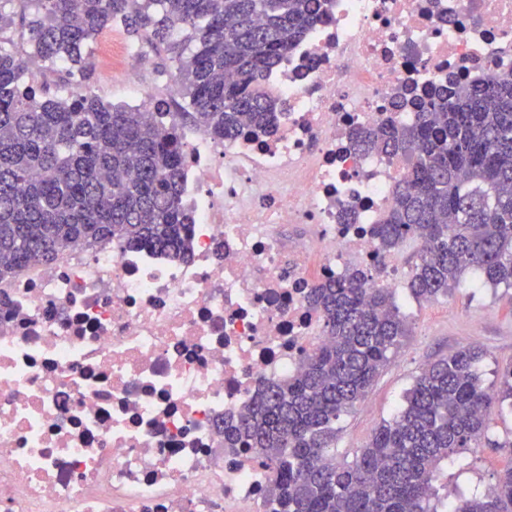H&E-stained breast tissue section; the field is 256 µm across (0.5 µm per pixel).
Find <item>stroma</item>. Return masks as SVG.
Returning <instances> with one entry per match:
<instances>
[{
  "label": "stroma",
  "instance_id": "35a3bbf8",
  "mask_svg": "<svg viewBox=\"0 0 512 512\" xmlns=\"http://www.w3.org/2000/svg\"><path fill=\"white\" fill-rule=\"evenodd\" d=\"M142 55L122 28L103 31L91 45L96 64L93 92L115 105L162 99L169 111H181L178 84L156 72H142ZM397 303L407 318L409 334L369 390L365 408L342 417L336 437L338 457L353 458L369 442L382 420L401 407L405 390L427 363L460 349L482 350L479 371L491 389L497 387L502 370L512 364V289L485 285L468 273L457 288L429 301L415 299L408 288H400ZM489 434L498 440V447L485 445L475 454L461 455L443 467L437 487L469 496L495 484L501 471L512 466V448L506 445L512 439V409L491 415Z\"/></svg>",
  "mask_w": 512,
  "mask_h": 512
}]
</instances>
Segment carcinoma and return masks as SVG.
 Listing matches in <instances>:
<instances>
[{"label":"carcinoma","mask_w":512,"mask_h":512,"mask_svg":"<svg viewBox=\"0 0 512 512\" xmlns=\"http://www.w3.org/2000/svg\"><path fill=\"white\" fill-rule=\"evenodd\" d=\"M16 3L25 57L3 46L14 25L6 8ZM323 15L321 0H0V279L78 242L189 255L185 150L164 105H113L89 88L61 98L32 78L28 58L88 83V45L121 25L173 63L184 118L229 141L247 123L276 129L278 103L263 82ZM355 141L415 156L374 227L383 252L422 242L414 298L448 294L468 270L512 288V77L439 90L419 102L412 124L362 128ZM365 284L357 270L313 289L331 343L222 427L224 447L248 448L275 471L267 512H438L441 463L483 442L503 447L488 421L512 407V364L490 392L478 369L484 353L464 349L426 366L352 460L336 458L337 422L409 334L393 292ZM450 512H512V466Z\"/></svg>","instance_id":"1"}]
</instances>
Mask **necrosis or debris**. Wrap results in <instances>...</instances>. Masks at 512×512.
<instances>
[{
	"mask_svg": "<svg viewBox=\"0 0 512 512\" xmlns=\"http://www.w3.org/2000/svg\"><path fill=\"white\" fill-rule=\"evenodd\" d=\"M264 90L274 134L180 127L191 257L79 243L0 279V512H262L273 479L218 425L329 339L313 288L398 289L372 229L410 157L353 134L512 75V0H327Z\"/></svg>",
	"mask_w": 512,
	"mask_h": 512,
	"instance_id": "1",
	"label": "necrosis or debris"
}]
</instances>
